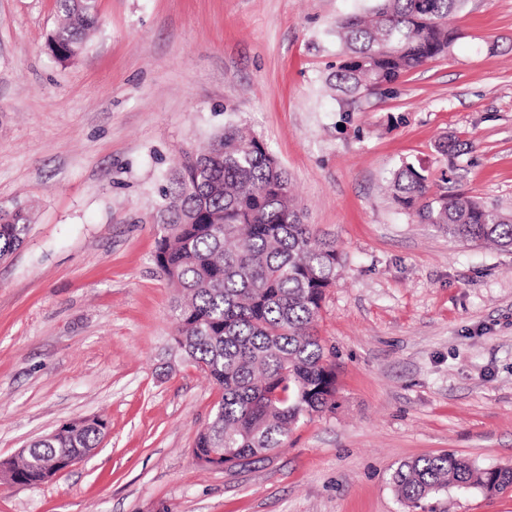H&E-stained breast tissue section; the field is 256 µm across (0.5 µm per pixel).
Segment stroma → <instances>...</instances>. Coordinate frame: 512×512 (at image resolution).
I'll list each match as a JSON object with an SVG mask.
<instances>
[{"label": "stroma", "mask_w": 512, "mask_h": 512, "mask_svg": "<svg viewBox=\"0 0 512 512\" xmlns=\"http://www.w3.org/2000/svg\"><path fill=\"white\" fill-rule=\"evenodd\" d=\"M77 58L47 46L54 0H0V206L31 208L0 262V462L63 423L108 433L0 512H408L391 476L453 452L512 466V252L448 238L387 189L408 160L435 191L512 212V0H466L447 56L351 108L337 19L368 0H97ZM248 128L343 268L318 331L336 407L246 467L197 460L218 390L174 348L156 266L159 189L183 151ZM455 137V155L437 152ZM435 512H512L448 490Z\"/></svg>", "instance_id": "35a3bbf8"}]
</instances>
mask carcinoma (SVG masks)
Here are the masks:
<instances>
[{"label":"carcinoma","mask_w":512,"mask_h":512,"mask_svg":"<svg viewBox=\"0 0 512 512\" xmlns=\"http://www.w3.org/2000/svg\"><path fill=\"white\" fill-rule=\"evenodd\" d=\"M364 14L336 21L332 78L345 101L371 94L456 41L448 16L466 0H372ZM63 16L49 48L61 61L79 56L99 24L96 0H55ZM389 190L403 210L452 239L491 242L512 252V216L462 194H438L426 170L403 161ZM156 266L178 289L175 343L221 393L193 452L207 463L233 452L255 463L283 447L305 417L334 409L336 375L316 330L322 301L343 258L336 240L305 224L287 172L266 144L237 125L173 167L159 192ZM30 226L19 205L0 208V262L19 249ZM106 421L85 418L32 444L51 456L95 448ZM24 485L45 475L22 465ZM391 481L409 508L454 487L490 495L512 489V468L476 467L451 453L400 464Z\"/></svg>","instance_id":"cac0c4a2"}]
</instances>
